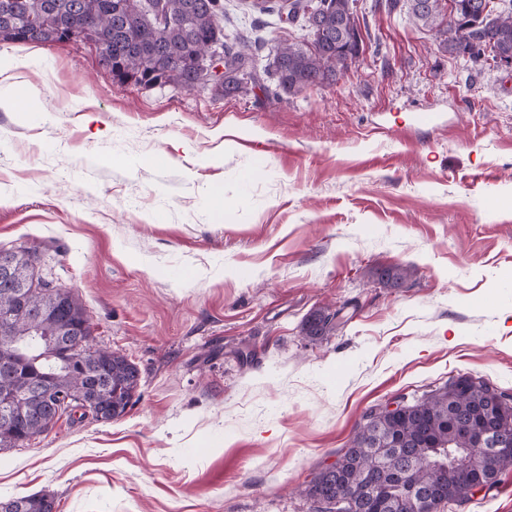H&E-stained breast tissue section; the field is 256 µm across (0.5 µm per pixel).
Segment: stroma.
I'll use <instances>...</instances> for the list:
<instances>
[{
    "mask_svg": "<svg viewBox=\"0 0 512 512\" xmlns=\"http://www.w3.org/2000/svg\"><path fill=\"white\" fill-rule=\"evenodd\" d=\"M224 0L260 46L302 21ZM363 51L336 82L120 85L86 44L30 54L38 105L0 107V249L79 295L133 362L127 412L62 418L0 450V500L55 512H309L299 488L363 412L460 374L512 393V73L472 70L407 0H355ZM429 114L418 124L415 113ZM413 275L387 288L375 273ZM345 323L310 338L323 309ZM445 512H512V471ZM1 502L15 505L16 510L12 512H51L47 511L46 503L49 502L54 506L53 499L46 494L23 496L7 501H0V504ZM13 505L1 504L0 510L2 512H9L13 509Z\"/></svg>",
    "mask_w": 512,
    "mask_h": 512,
    "instance_id": "35a3bbf8",
    "label": "stroma"
}]
</instances>
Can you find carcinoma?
I'll return each mask as SVG.
<instances>
[{"mask_svg":"<svg viewBox=\"0 0 512 512\" xmlns=\"http://www.w3.org/2000/svg\"><path fill=\"white\" fill-rule=\"evenodd\" d=\"M22 10L8 17L0 15V42L15 43L18 36L39 22L30 37L36 43H58L69 29L85 24L110 52L112 77L126 74L144 87L174 85L189 90L198 81L195 58L209 42L224 49V82L213 86L216 94L231 95L246 81L262 83L268 97L278 100L304 89L331 83L357 62L348 56L351 38L359 35L354 0H288V19L305 21L313 33L309 41L283 42L277 45L272 69L257 72L256 57L243 43L227 42L219 18L224 15L223 0H154L155 10L147 11L142 0H21ZM442 0H410L415 22L436 31L440 46L448 53L463 57L472 66L490 68L487 58L494 54L512 57V0L501 6L491 0H458L461 9L456 18L442 14ZM18 277L34 275L36 250L19 248ZM383 275L397 285L411 275L406 265L386 268ZM35 299L54 307L51 320L35 324L23 315L12 322V335L0 338V356L12 357L13 373L0 375V390L14 395L12 414L16 426L0 424V450L19 448L32 437L52 429L64 416L80 413L87 417L85 402H92L104 418L112 421L123 416L140 386L136 366L127 357L101 350L100 362L84 374L50 355V343L64 320H82L87 311L71 290L37 279ZM341 310L321 311L305 323L309 336H323L340 325ZM50 377L56 403L48 404L26 397L37 373ZM487 390L482 383H471L456 393L443 386L424 393L404 417L378 419L377 427L391 440L379 447L366 448L360 433L351 439V447L335 461L336 469L318 471L301 494L313 499L334 494L343 485H360L371 478L378 484H392L395 475L412 469L414 478L425 483L432 474L422 461L436 453L458 452L464 469L482 476L491 484L512 470V456L499 457L471 447L453 422L459 417L480 419L487 409ZM439 498L447 502L462 499L458 469L449 467L439 476ZM46 494L8 500L15 512H47Z\"/></svg>","mask_w":512,"mask_h":512,"instance_id":"obj_1","label":"carcinoma"}]
</instances>
